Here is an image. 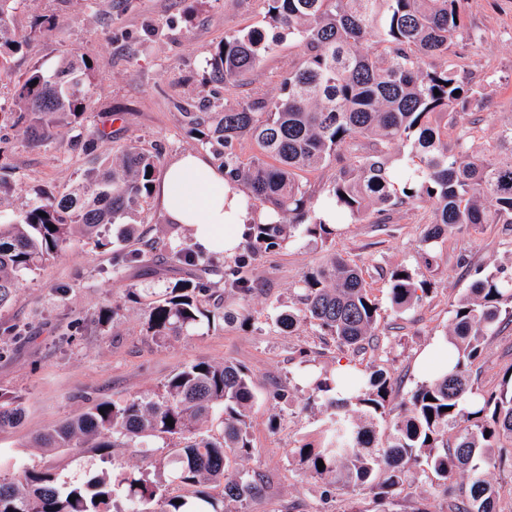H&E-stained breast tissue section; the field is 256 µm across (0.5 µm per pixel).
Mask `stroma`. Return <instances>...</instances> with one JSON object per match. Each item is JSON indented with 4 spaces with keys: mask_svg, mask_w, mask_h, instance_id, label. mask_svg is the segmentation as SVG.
<instances>
[{
    "mask_svg": "<svg viewBox=\"0 0 512 512\" xmlns=\"http://www.w3.org/2000/svg\"><path fill=\"white\" fill-rule=\"evenodd\" d=\"M464 9L474 39L460 75L483 85L485 103L469 116L490 131L512 116V0H466ZM264 13L263 0H17L12 25L28 42L11 58L13 78L0 80V106L11 108L17 78L30 67L50 72L73 56L91 63L92 105L81 122L60 125L39 143L25 140L11 121L0 122V176L13 188L15 208L34 200L36 190L71 186L101 158L132 142L158 148L165 162L188 150L216 156L219 145L190 135L184 113L197 111L204 100L210 111L220 112L228 103L277 95L289 61L301 52L296 41L280 40L245 83L227 89L212 82L216 46L227 34L261 25ZM100 127L108 139L83 150L78 138ZM431 218V204L422 202L393 212L383 227L365 221L338 225L326 243L296 234L253 262L258 290L245 306L248 323L219 322L165 341L147 336L146 305L125 296L134 288L159 292L194 274V266L175 257L194 248L191 228L168 223L156 203L147 202L138 227L150 247L147 260L120 268L111 248L73 241L26 276L12 305L0 311V392L21 396L23 407L19 426L0 429V476L38 466L79 479L117 464L164 480L158 462L170 450L162 443L148 453L113 448L103 457L84 447L37 448L33 439L92 403L155 390L187 364L228 360L247 369L255 394L252 449L241 466L269 481L257 496L232 504V512H344L345 499L322 502L323 483L307 477L291 454L318 441L329 413L323 400L312 397L309 374H332L341 364L388 370L395 391L385 416L375 421L376 431L386 433L407 394L428 379L418 358L443 340L452 306L475 269L512 261V231L502 224L456 228L424 250ZM334 253L362 267L381 307L377 334L359 354L339 350L312 326L288 333L275 324L278 312L296 303L304 274ZM401 265L415 269L430 291L419 305L398 313L390 304L388 273ZM511 367L512 322L506 320L485 343L479 387L497 390ZM279 385L288 388L282 400L274 397Z\"/></svg>",
    "mask_w": 512,
    "mask_h": 512,
    "instance_id": "35a3bbf8",
    "label": "stroma"
}]
</instances>
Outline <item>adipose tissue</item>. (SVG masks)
Instances as JSON below:
<instances>
[{
	"mask_svg": "<svg viewBox=\"0 0 512 512\" xmlns=\"http://www.w3.org/2000/svg\"><path fill=\"white\" fill-rule=\"evenodd\" d=\"M155 193L165 217L189 226L206 254L236 253L245 225L256 217L244 192L228 186L223 167L196 151L182 152L168 163Z\"/></svg>",
	"mask_w": 512,
	"mask_h": 512,
	"instance_id": "adipose-tissue-1",
	"label": "adipose tissue"
}]
</instances>
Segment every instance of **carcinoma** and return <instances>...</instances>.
<instances>
[{"instance_id": "1", "label": "carcinoma", "mask_w": 512, "mask_h": 512, "mask_svg": "<svg viewBox=\"0 0 512 512\" xmlns=\"http://www.w3.org/2000/svg\"><path fill=\"white\" fill-rule=\"evenodd\" d=\"M14 2L0 0V75L23 46L12 27ZM264 2V22L279 30L278 38L302 47L279 94L222 112L185 113L191 134L224 146L225 176L246 189L249 207L270 214L249 225L245 255L224 272L225 292L249 301L256 291L249 267L261 252L283 245L297 231L326 242L342 221L372 212L431 202L433 218L422 239L426 248L460 225L512 224V118L489 141L482 126L462 120L480 92L459 78L461 0ZM270 50L263 29L236 32L216 48L212 69L224 85H238ZM90 71L83 58L52 74L32 66L13 103L14 126L38 142L57 125L80 121L90 105ZM457 126L459 134L448 141V129ZM244 138L260 150L248 163L236 151ZM401 147L409 151L395 167L392 158ZM330 165L335 174L320 201L301 174ZM159 168V153L129 144L84 171L70 190H40L33 204L1 223L0 310L12 303L24 276L64 253L74 237L106 248L112 244L109 226L125 224L124 237L132 238ZM428 291L427 281L405 266L390 273L397 312L421 303ZM211 294L213 287L200 276L147 294L152 338L184 336L205 323L238 317L211 307ZM297 298L299 306L277 314V326L309 323L337 348L353 353L376 336L379 302L362 268L341 255L305 274ZM504 319L512 320V273L503 267L475 270L446 331L453 371L408 395L384 435L373 420L390 403L393 381L385 369L370 365L312 379L314 393L334 412L318 444L293 449L303 472L328 481L326 493L333 496L366 492L381 506L377 512H394L390 506L410 488L413 469L431 474L445 489L459 476L465 487L448 512H498L499 489L487 480L485 468L512 467V448L502 445L512 443V372L498 392L483 395L471 367ZM254 399L243 366L201 361L184 366L156 392L97 403L34 442L53 450L76 442L103 452L166 440L174 448L170 459L160 461L166 484L134 470L76 481L52 469L24 467L9 480L0 478V512H229V503L255 496L266 485L264 475L233 466L252 448ZM20 419L21 397L1 392L0 428ZM156 502L162 503L159 511L153 509Z\"/></svg>"}]
</instances>
